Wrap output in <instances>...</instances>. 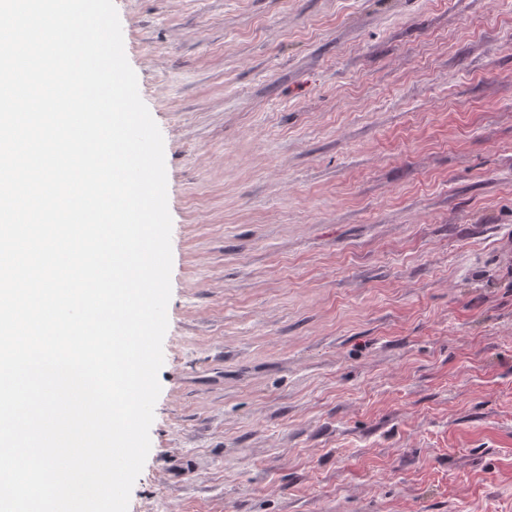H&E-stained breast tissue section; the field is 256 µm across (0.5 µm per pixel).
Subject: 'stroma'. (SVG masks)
I'll return each mask as SVG.
<instances>
[{
    "label": "stroma",
    "mask_w": 512,
    "mask_h": 512,
    "mask_svg": "<svg viewBox=\"0 0 512 512\" xmlns=\"http://www.w3.org/2000/svg\"><path fill=\"white\" fill-rule=\"evenodd\" d=\"M171 298L128 512H512V0H114Z\"/></svg>",
    "instance_id": "1"
}]
</instances>
